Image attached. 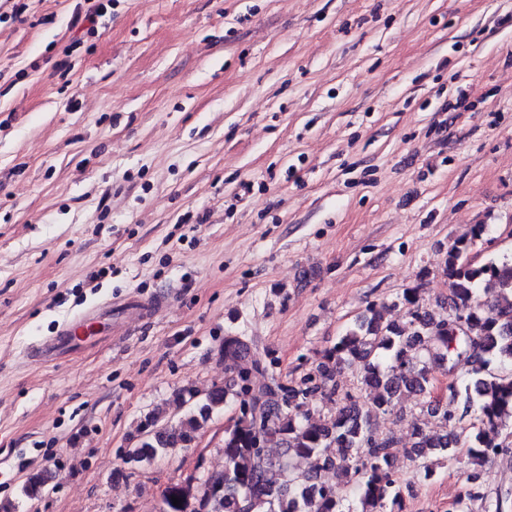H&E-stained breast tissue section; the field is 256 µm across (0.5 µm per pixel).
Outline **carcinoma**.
Returning a JSON list of instances; mask_svg holds the SVG:
<instances>
[{
	"instance_id": "cac0c4a2",
	"label": "carcinoma",
	"mask_w": 512,
	"mask_h": 512,
	"mask_svg": "<svg viewBox=\"0 0 512 512\" xmlns=\"http://www.w3.org/2000/svg\"><path fill=\"white\" fill-rule=\"evenodd\" d=\"M488 234V225L476 224L469 236L448 245L441 272L449 313L429 314L420 305L419 287L402 296L408 315L403 326L383 322L368 307L296 385L280 382L243 337H224V384L205 392L193 385L174 391L165 406L144 416L140 442L126 451L124 463L134 470L189 448L214 413L227 403L235 406L224 428V470L168 488L158 512H403L410 483L394 471L396 442L378 439L372 421L402 408L407 393H429L430 360L467 369L453 380L448 401L418 400L421 411L438 418L441 431L414 428L408 457L428 478L433 458L453 460L458 448H467L456 504L462 509L480 496L484 464L512 452L498 441L504 429L512 436V254L474 263L471 253ZM456 318L465 319L464 327L455 328ZM353 363L363 369L358 394L338 384ZM258 374L267 381L256 382ZM318 395L336 405L334 413L310 415ZM270 448L279 454L269 455ZM302 460L308 469L298 472L295 462ZM330 470L353 486L357 504L336 497V486L321 478ZM47 483L44 472H32L22 494L36 498ZM174 497L181 504L174 505Z\"/></svg>"
}]
</instances>
